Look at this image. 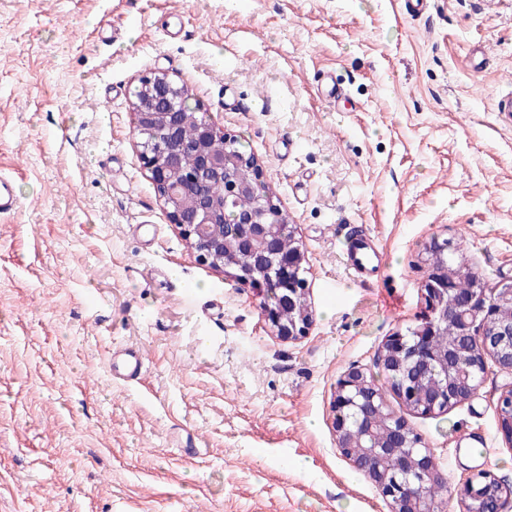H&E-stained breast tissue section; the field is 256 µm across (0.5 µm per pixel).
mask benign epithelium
Listing matches in <instances>:
<instances>
[{
	"label": "benign epithelium",
	"mask_w": 512,
	"mask_h": 512,
	"mask_svg": "<svg viewBox=\"0 0 512 512\" xmlns=\"http://www.w3.org/2000/svg\"><path fill=\"white\" fill-rule=\"evenodd\" d=\"M133 103L135 128L142 138L140 158L150 171L169 217L190 241L198 260L213 268L234 270L233 277L248 285L257 297L276 293L277 307L261 305L274 335L288 340L304 336L312 323L307 304V257L303 245L291 230L293 247L280 253L273 246L283 225L289 223L284 211L262 193L263 176L254 157L239 159L224 155V145L234 142L207 123L198 124L194 142H185L179 122L185 89L167 76L153 73L141 78ZM192 150L205 177L188 174L178 182L185 152ZM236 165L246 174L231 170ZM224 181V200L217 203L208 181ZM251 204L238 208L240 200ZM236 210V232L224 235L226 215ZM453 249L446 239L434 236L424 243L421 260L426 276L421 285L424 311L414 337L400 331L386 337L378 352V374L359 367L348 369L336 382L332 400L333 428L338 450L351 466L376 485L390 505V512H442L441 503L424 494L405 489L410 476L444 474L435 463L431 449L401 415L386 402L379 378H384L401 403L411 412L439 414L475 396L485 382L488 362L512 373V279L495 288L476 280L467 293L456 288L452 267ZM457 329L461 340L436 349L425 336H435L448 325ZM501 433L512 445V386L497 398ZM367 440L361 455L354 453L353 435ZM403 448L402 464L396 473L382 466L394 449ZM470 501L463 512H502L503 501L486 506L491 490L502 485L487 470L478 469L466 482Z\"/></svg>",
	"instance_id": "7a95c632"
}]
</instances>
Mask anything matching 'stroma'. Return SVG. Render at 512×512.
Masks as SVG:
<instances>
[{"instance_id":"stroma-1","label":"stroma","mask_w":512,"mask_h":512,"mask_svg":"<svg viewBox=\"0 0 512 512\" xmlns=\"http://www.w3.org/2000/svg\"><path fill=\"white\" fill-rule=\"evenodd\" d=\"M164 73L253 154L309 258L314 321L273 335L197 260L139 158L132 90ZM331 74L336 102L317 88ZM512 0H0V512H389L340 455L331 402L423 307L450 240L512 277ZM232 90L235 108L224 106ZM382 255L365 279L342 246ZM141 345L138 379L111 352ZM491 368L408 414L449 487L490 470L512 512Z\"/></svg>"}]
</instances>
